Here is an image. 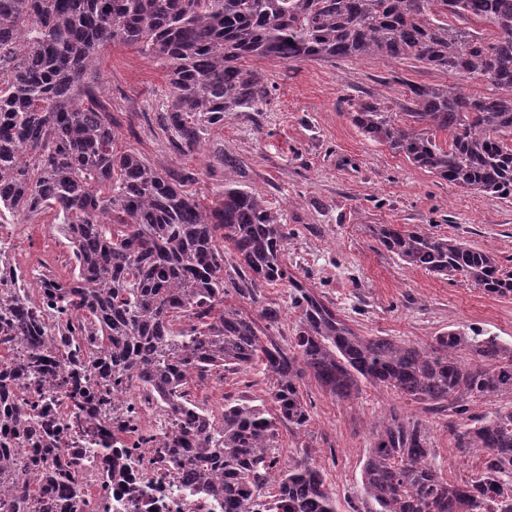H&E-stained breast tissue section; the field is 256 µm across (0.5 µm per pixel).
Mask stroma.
I'll use <instances>...</instances> for the list:
<instances>
[{
    "instance_id": "1",
    "label": "stroma",
    "mask_w": 512,
    "mask_h": 512,
    "mask_svg": "<svg viewBox=\"0 0 512 512\" xmlns=\"http://www.w3.org/2000/svg\"><path fill=\"white\" fill-rule=\"evenodd\" d=\"M269 83L270 100L259 112H230L191 153L173 150L153 117L171 86L166 72L134 47L108 46L98 64L101 101L119 127V150H134L164 174L192 170L185 189L204 205L218 200L225 176L258 192L282 211L292 234L289 270L323 295L340 316L365 336H388L426 344L448 329H476L512 344V298L486 294L470 281L446 279L404 265L377 244L371 228L397 224L437 236L463 239L495 253L512 271V199L463 190L391 153L365 137L350 121L352 100L376 101L404 111V83L441 87L455 77L414 64L379 57L257 60ZM233 169H224L223 160ZM269 379L259 370L225 373L208 392L210 401L267 397ZM311 400L304 433L283 426L277 437L281 464L310 452L336 498L338 512L360 506L362 466L373 446L372 427L390 407L419 418L427 427L431 461L449 482L471 479L481 468L477 456L461 454L455 432L470 417L512 407V394L481 398L469 418L433 413L386 389L362 384L343 401L306 378Z\"/></svg>"
}]
</instances>
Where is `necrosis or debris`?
<instances>
[{
    "label": "necrosis or debris",
    "mask_w": 512,
    "mask_h": 512,
    "mask_svg": "<svg viewBox=\"0 0 512 512\" xmlns=\"http://www.w3.org/2000/svg\"><path fill=\"white\" fill-rule=\"evenodd\" d=\"M167 408L145 388L113 393L92 426L111 436L112 452L86 458L85 434L61 427L56 445L68 449L92 492L88 512H224L220 496L196 494L193 469L177 468L161 449Z\"/></svg>",
    "instance_id": "4bbe7bcc"
}]
</instances>
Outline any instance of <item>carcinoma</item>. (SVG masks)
<instances>
[{
  "label": "carcinoma",
  "instance_id": "1",
  "mask_svg": "<svg viewBox=\"0 0 512 512\" xmlns=\"http://www.w3.org/2000/svg\"><path fill=\"white\" fill-rule=\"evenodd\" d=\"M136 46L165 69L172 94L155 114L178 153L194 151L226 112H259L269 90L251 59L331 61L381 56L481 78L488 94L460 86L402 82L409 104H349L364 136L463 189L512 198V0H0V217L52 216L71 244V276L38 305L30 289L0 296V488L15 512H54L56 488L86 500L72 461L52 447L54 396L62 373L66 420L142 383L183 425L163 447L194 466L203 494L224 495V512H336V500L308 451L288 467L276 455V423L309 422L303 380L350 399L360 383L435 411L465 417L475 400L512 393V346L450 330L419 345L363 336L288 270V225L257 192L224 177L212 208L133 151L116 148L117 125L96 94L99 52ZM380 246L403 263L470 280L512 297V273L497 256L446 236L378 224ZM238 257L224 275V248ZM288 287L296 315L288 346L271 340L280 313L263 288ZM234 290L261 306L265 328L232 309ZM59 343L67 365L46 358ZM469 350L479 364H463ZM259 367L270 379L264 403L202 409L213 374ZM361 474L365 512H512V408L456 435V448L483 466L462 484L430 461L426 425L392 409L373 426ZM30 446L12 454L11 442Z\"/></svg>",
  "mask_w": 512,
  "mask_h": 512
}]
</instances>
